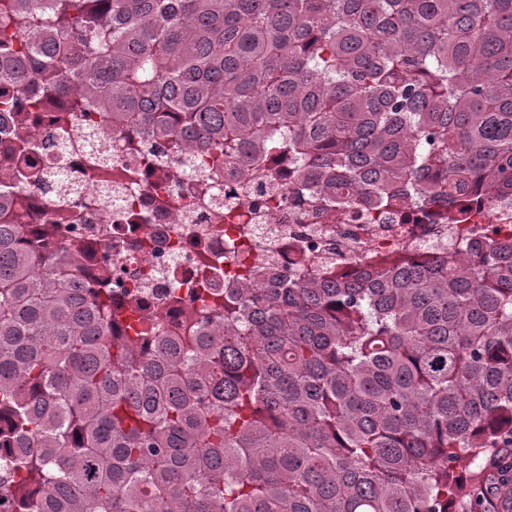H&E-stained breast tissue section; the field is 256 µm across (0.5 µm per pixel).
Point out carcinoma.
<instances>
[{
  "label": "carcinoma",
  "instance_id": "1",
  "mask_svg": "<svg viewBox=\"0 0 512 512\" xmlns=\"http://www.w3.org/2000/svg\"><path fill=\"white\" fill-rule=\"evenodd\" d=\"M0 106L31 75L139 151L293 165L295 206L465 212L512 196V0H0ZM0 201L9 512H457L512 447V239L354 259L255 288L179 336L115 335L112 268Z\"/></svg>",
  "mask_w": 512,
  "mask_h": 512
}]
</instances>
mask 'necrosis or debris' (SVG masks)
<instances>
[{"instance_id":"obj_1","label":"necrosis or debris","mask_w":512,"mask_h":512,"mask_svg":"<svg viewBox=\"0 0 512 512\" xmlns=\"http://www.w3.org/2000/svg\"><path fill=\"white\" fill-rule=\"evenodd\" d=\"M69 105L66 94L34 102L19 97L15 112H29V123L18 129L15 112L0 113V158L24 131L34 144L31 166L60 170L78 192L0 174V197L19 196V221L30 232L44 224L78 228L86 270L110 263L113 277L137 289L170 336L179 335L180 309L202 282L233 287L248 266L287 271L298 242L308 266L348 270L357 255L372 261L405 249L445 250L489 224L498 235H512V200L478 204L444 221L418 212L407 223L323 203L297 210L288 198L287 159L277 160L274 174L246 181L221 164L160 167L139 159L130 136L113 133L100 113L79 116L61 142L55 125Z\"/></svg>"}]
</instances>
